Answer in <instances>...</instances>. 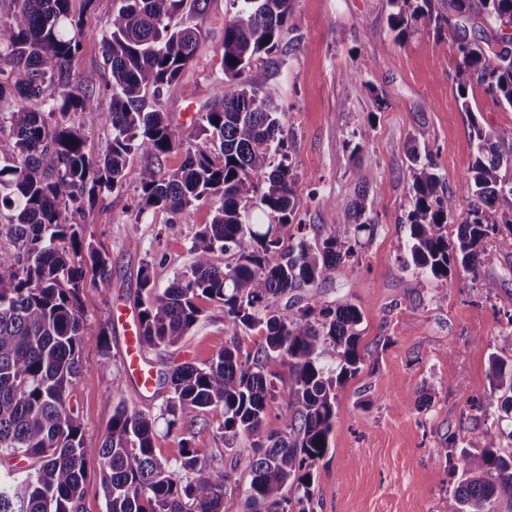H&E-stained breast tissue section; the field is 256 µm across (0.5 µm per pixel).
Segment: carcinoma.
Masks as SVG:
<instances>
[{
  "label": "carcinoma",
  "mask_w": 512,
  "mask_h": 512,
  "mask_svg": "<svg viewBox=\"0 0 512 512\" xmlns=\"http://www.w3.org/2000/svg\"><path fill=\"white\" fill-rule=\"evenodd\" d=\"M70 0H0V125L9 122L11 152L0 153V224L16 249L0 253V463L34 460L26 474L0 469V512H80L87 461L98 462L106 512H222L224 495L238 488L234 470L203 463L188 438L175 461L155 453V419L124 401L113 407L98 446L86 442L71 393L81 378V336L88 329L81 293L86 268L95 287L108 285L107 253L85 238L68 213H82L99 195L122 187L128 156L152 163L140 172L137 214L163 209L172 224L190 222L195 203L215 198L211 223L198 233L189 268L163 290L142 269L136 308L142 349L172 347L199 321L197 301L224 305L231 341L207 364L185 363L164 375L170 397L168 429L190 406L222 408L224 439L250 441V481L243 494L249 512H309L313 468L327 452L336 421V388L361 370L358 350L363 315L354 305H307L279 310L271 299L313 286L332 266L361 264L359 235L374 234L365 200L352 204L351 223L334 224L308 239L294 222L292 161L280 112L257 63L279 49L293 0H232L224 23L221 70L214 104L199 117L201 131L220 141L210 156L184 146L160 108L163 90L195 60L207 0H121L106 21L101 54L110 70L95 93L73 72L88 18L74 20ZM453 18L432 16L431 0H391L390 27L404 39L428 18L454 35V82L471 111L468 89L477 81L497 103L512 109V0H450ZM484 16L493 41L472 33V13ZM154 108L147 109V97ZM97 112L112 129L106 151L93 156L72 122ZM475 158L464 177L469 209L457 238L448 218L457 206L432 156H421L419 128L408 151L413 209L398 259L430 279L455 286L458 269L477 276L489 260L492 235L512 247V133L471 122ZM183 150L174 171L163 156ZM258 199L267 224L250 222ZM225 256L224 265L214 255ZM261 328L254 352L242 353L239 333ZM279 358L288 365L282 386L266 370ZM486 406L512 418V365L494 355ZM280 401L271 422L268 408ZM512 430L485 429L469 440L461 474L445 512H498L512 506Z\"/></svg>",
  "instance_id": "obj_1"
}]
</instances>
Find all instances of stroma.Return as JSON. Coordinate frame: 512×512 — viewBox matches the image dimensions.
Returning a JSON list of instances; mask_svg holds the SVG:
<instances>
[{"label": "stroma", "mask_w": 512, "mask_h": 512, "mask_svg": "<svg viewBox=\"0 0 512 512\" xmlns=\"http://www.w3.org/2000/svg\"><path fill=\"white\" fill-rule=\"evenodd\" d=\"M94 5L73 71L98 92L105 82L101 36L120 0ZM392 11L391 0H295L279 49L267 61L268 86L293 163L296 221L312 236L347 223V208L366 175L367 216L377 226L373 237L362 240L358 269H328L315 286L295 293L304 305L352 304L363 314L364 364L336 391V422L329 448L314 467L310 512H444L457 482L449 459L498 424L495 409L485 406L490 356H512L503 347L504 337L512 335V247L490 241V259L478 277L461 275L451 289L404 268L399 259L413 207L407 179L411 134L421 126L428 130L419 151L432 154L459 201L448 221L453 238L467 211L462 180L473 156L471 125L512 132V110L498 106L477 84L460 98L449 30L421 20L399 41L388 25ZM233 13L231 0H209L197 57L162 99L185 146L209 154L216 145L196 121L214 101L224 23ZM362 129L369 135L360 142L355 133ZM148 162L131 154L122 188L71 217L112 265L108 287L89 285L81 293L91 327L81 338V380L72 402L88 443L98 444L112 418V385L120 383L127 405L155 418L156 454L174 460L181 435L167 426L169 390L159 384L144 394L128 378L118 311L133 305L142 267H149L159 289L189 267L192 243L211 222L214 207L196 203L190 223L174 230L166 211L138 213L139 174ZM199 306V321L177 345L144 351L153 371L201 366L223 349L230 337L223 304L203 299ZM100 319L112 325L109 338L99 334ZM180 417L191 424L202 461L234 468L240 484L248 483L249 443L241 438L235 449L227 448L222 409L188 407Z\"/></svg>", "instance_id": "obj_1"}]
</instances>
